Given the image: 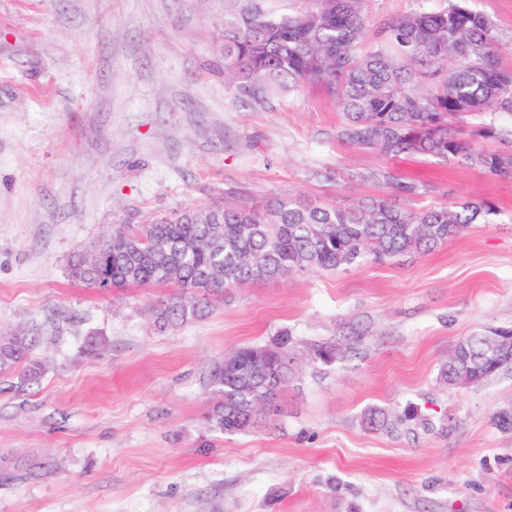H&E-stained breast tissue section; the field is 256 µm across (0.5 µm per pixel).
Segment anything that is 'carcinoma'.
<instances>
[{
	"instance_id": "carcinoma-1",
	"label": "carcinoma",
	"mask_w": 512,
	"mask_h": 512,
	"mask_svg": "<svg viewBox=\"0 0 512 512\" xmlns=\"http://www.w3.org/2000/svg\"><path fill=\"white\" fill-rule=\"evenodd\" d=\"M365 2L304 0L272 15L251 0L224 22V77L237 100L267 110L286 92L319 86L342 112L339 140L387 158H452L512 178V151H489L480 143L512 139V126L492 120L512 116V69L499 66V40L489 19L467 0H448L443 8H420L374 28ZM383 178L400 196L417 194L415 184L389 171ZM493 214L488 202L475 198L419 210L387 200L337 206L292 195L263 208L215 204L119 228L77 254L70 273L98 290L179 288L149 306L155 328L166 332L205 317L212 300L232 285L424 253ZM41 340L33 326L1 331L0 374H17L23 386L37 381L45 366L31 354ZM289 343L285 331L212 367V428L244 432L269 413V398L281 391L294 362ZM511 346L508 333L470 336L448 357L441 377L450 387L478 384L512 365V359H493ZM339 352L334 344L312 349L326 364Z\"/></svg>"
}]
</instances>
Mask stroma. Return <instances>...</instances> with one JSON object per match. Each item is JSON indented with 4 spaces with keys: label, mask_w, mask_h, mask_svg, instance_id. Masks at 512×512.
Here are the masks:
<instances>
[{
    "label": "stroma",
    "mask_w": 512,
    "mask_h": 512,
    "mask_svg": "<svg viewBox=\"0 0 512 512\" xmlns=\"http://www.w3.org/2000/svg\"><path fill=\"white\" fill-rule=\"evenodd\" d=\"M245 0H0V330L38 326V383L0 375V512H512V365L440 378L467 336L512 330V180L455 161L386 158L339 141L305 85L273 109L224 80V22ZM512 69V0H470ZM413 208L470 197L495 213L426 254L226 289L167 333L170 287L103 293L74 255L127 224L192 206L294 195ZM292 338L277 415L212 431L207 374L248 344ZM106 352L82 351L86 337ZM345 351L331 364L313 344ZM414 407L430 430L369 410Z\"/></svg>",
    "instance_id": "35a3bbf8"
}]
</instances>
